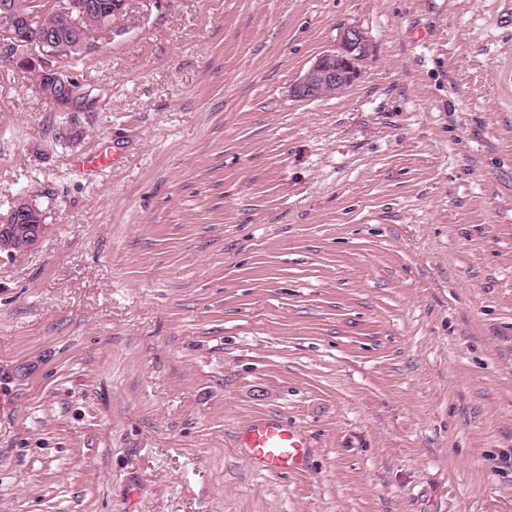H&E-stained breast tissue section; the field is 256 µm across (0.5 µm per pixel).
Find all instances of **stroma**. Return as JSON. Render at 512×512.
Here are the masks:
<instances>
[{"label": "stroma", "instance_id": "1", "mask_svg": "<svg viewBox=\"0 0 512 512\" xmlns=\"http://www.w3.org/2000/svg\"><path fill=\"white\" fill-rule=\"evenodd\" d=\"M511 8L131 0L76 111L0 70V214L46 225L0 256V512H512ZM347 26L360 79L292 97ZM19 224L26 225L21 228ZM42 224L43 214L36 200L31 195L19 194L11 201L7 216L0 217V239L21 233L25 235L28 251H31L43 238ZM238 443L250 461L271 475L301 470L310 448L299 426L279 418L251 421Z\"/></svg>", "mask_w": 512, "mask_h": 512}]
</instances>
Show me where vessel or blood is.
Returning a JSON list of instances; mask_svg holds the SVG:
<instances>
[{
  "label": "vessel or blood",
  "mask_w": 512,
  "mask_h": 512,
  "mask_svg": "<svg viewBox=\"0 0 512 512\" xmlns=\"http://www.w3.org/2000/svg\"><path fill=\"white\" fill-rule=\"evenodd\" d=\"M238 443L250 461L271 475L301 470L309 454L301 428L279 418L251 421L240 433Z\"/></svg>",
  "instance_id": "b4317fda"
}]
</instances>
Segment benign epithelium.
Instances as JSON below:
<instances>
[{
    "mask_svg": "<svg viewBox=\"0 0 512 512\" xmlns=\"http://www.w3.org/2000/svg\"><path fill=\"white\" fill-rule=\"evenodd\" d=\"M94 7L87 0H58L54 13L65 25H81ZM20 15L12 0H0V67L14 71L35 87L48 79L55 81L60 95L53 102L59 112H70L79 95L78 84L63 74L55 62L74 50V46L53 38H25L20 33ZM368 51L366 33L357 26L344 28L336 49L319 56L292 87V95L302 101L337 95L360 77L359 62ZM43 214L36 200L25 193L13 198L7 216L0 217V239L21 233L27 249L38 247L42 238Z\"/></svg>",
    "mask_w": 512,
    "mask_h": 512,
    "instance_id": "7a95c632",
    "label": "benign epithelium"
}]
</instances>
